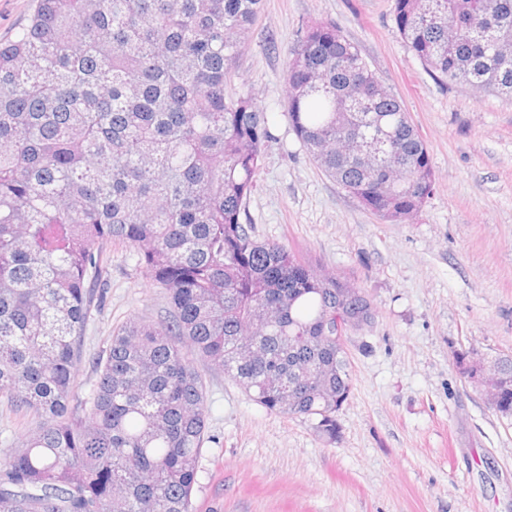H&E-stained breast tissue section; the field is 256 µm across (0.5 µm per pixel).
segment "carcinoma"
Listing matches in <instances>:
<instances>
[{
  "label": "carcinoma",
  "mask_w": 512,
  "mask_h": 512,
  "mask_svg": "<svg viewBox=\"0 0 512 512\" xmlns=\"http://www.w3.org/2000/svg\"><path fill=\"white\" fill-rule=\"evenodd\" d=\"M262 0H34L0 41V407L37 426L0 448V512H190L206 393L190 358L270 412L336 440L351 379L336 315L373 319L350 282L318 274L241 222L266 113L227 82ZM397 30L436 77L512 99V0H393ZM287 114L322 170L405 223L435 188L396 95L335 25L302 29ZM171 312L131 320L75 389L108 245ZM494 410L512 417V361Z\"/></svg>",
  "instance_id": "carcinoma-1"
}]
</instances>
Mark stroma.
Listing matches in <instances>:
<instances>
[{
  "instance_id": "stroma-1",
  "label": "stroma",
  "mask_w": 512,
  "mask_h": 512,
  "mask_svg": "<svg viewBox=\"0 0 512 512\" xmlns=\"http://www.w3.org/2000/svg\"><path fill=\"white\" fill-rule=\"evenodd\" d=\"M313 21L359 47L428 147L435 190L406 223L344 192L289 123L288 60ZM227 90L255 96L273 134L242 223L348 278L374 318L345 338L351 394L333 442L193 359L208 411L192 512H512V419L467 373L478 359H512V100L431 75L402 41L393 0H263ZM108 253L81 388L114 330L168 318L164 289L129 249Z\"/></svg>"
}]
</instances>
